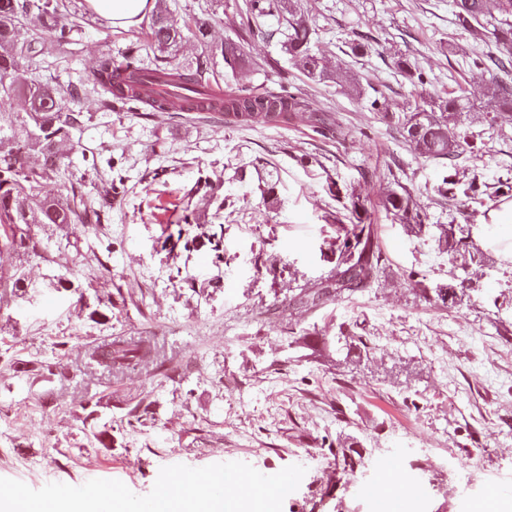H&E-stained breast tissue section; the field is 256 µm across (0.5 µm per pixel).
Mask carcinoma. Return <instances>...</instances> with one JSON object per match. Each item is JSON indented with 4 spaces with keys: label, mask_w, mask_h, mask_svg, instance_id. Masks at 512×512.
I'll return each instance as SVG.
<instances>
[{
    "label": "carcinoma",
    "mask_w": 512,
    "mask_h": 512,
    "mask_svg": "<svg viewBox=\"0 0 512 512\" xmlns=\"http://www.w3.org/2000/svg\"><path fill=\"white\" fill-rule=\"evenodd\" d=\"M300 0H243L235 4L239 17L237 39L215 45V52L231 71L252 64L247 51L250 36L261 22L278 14L283 20L284 49L292 64L308 79L350 85L349 76L329 65L314 49L315 30L299 5ZM454 23L463 31H481L485 47L471 57L470 65L490 75L482 89L496 115L512 114V93L499 78L512 74V0H453ZM28 27L30 35L21 33ZM76 17L66 0H0V240L28 255L37 245L25 229L29 224H102L108 220L107 200L123 188L111 182L96 195L73 190L50 196L43 186L69 167L70 133L83 122L80 112L66 109L62 93L34 75L33 64L43 55L46 43L64 46L75 41ZM146 43L131 42L125 63L115 65L102 55L80 85L85 95L98 98L110 109L136 110L141 104L157 112L170 108L143 93V76L160 72L168 82L190 91L212 86L213 71L201 65L187 73L173 64L165 51L179 44L183 33L169 19L167 0H155L154 10L142 24ZM400 75L413 85H425L423 69L406 58L396 61ZM467 90L462 87L425 98L404 116L403 138L421 156L438 162L456 155L460 137L450 120L466 109ZM17 100L26 103L14 111ZM210 110L224 113L227 126L286 125L308 113L310 128L325 137L332 130L328 115L310 109L298 92L282 85L276 91L251 89L227 91L224 99L210 103ZM385 211L403 224L422 229L420 214L407 192L389 190L382 198ZM383 256L371 231L359 224L344 234L336 251V270L319 287L300 297V304L314 307L324 299L371 285L378 277ZM19 268L0 271V288L24 287ZM90 358L112 374L132 365L154 363L162 367L159 354L146 340L116 337L93 348ZM152 415L151 403H138L126 414L129 425H143Z\"/></svg>",
    "instance_id": "carcinoma-1"
}]
</instances>
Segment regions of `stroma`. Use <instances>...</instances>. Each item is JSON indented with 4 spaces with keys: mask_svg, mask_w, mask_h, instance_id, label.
Returning <instances> with one entry per match:
<instances>
[{
    "mask_svg": "<svg viewBox=\"0 0 512 512\" xmlns=\"http://www.w3.org/2000/svg\"><path fill=\"white\" fill-rule=\"evenodd\" d=\"M201 2L168 0L173 24L201 15L212 42L233 37L235 0L204 13ZM67 3L82 31L75 44L49 45L48 58L63 60L49 79L88 119L73 132L68 171L44 191L66 193L79 178L93 193L120 178L125 191L105 223L31 225L38 256L21 262L0 244V269L23 264L31 282L0 299V477L34 489L115 479L144 496L175 464L304 466L282 512H376L358 485L387 458L413 490L405 512H475L488 489H512V264L488 250L461 270L445 248L450 231L481 241L484 207L466 196L470 181L512 199V118L492 120L482 94L489 75L466 63L481 42L455 28L452 0H301L317 49L356 79V93L307 79L270 35L278 18H267L249 43L253 67L224 83L298 88L311 108L330 111L327 138L302 117L238 128L215 112L104 110L74 89L101 54L122 61L135 35L85 0ZM363 36L367 54L352 55ZM401 57L429 84L408 83L395 68ZM456 81L470 93L456 128L464 151L436 162L409 146L397 118L418 95ZM375 99L386 111L371 110ZM400 186L422 232L381 205ZM355 199L383 273L368 290L297 308L298 295L335 268ZM187 207L197 216L192 247L178 235ZM413 270L421 283L407 280ZM58 274L69 286H48ZM458 277L465 296L442 302L437 289ZM107 301L111 319L92 321L90 305ZM111 336L153 337L163 367L117 376L88 367L86 352ZM54 358L52 376L26 369ZM91 397L107 405L111 447L92 444V426L81 423ZM143 400L152 421L127 425ZM353 442L364 465L349 474L342 450Z\"/></svg>",
    "mask_w": 512,
    "mask_h": 512,
    "instance_id": "35a3bbf8",
    "label": "stroma"
}]
</instances>
